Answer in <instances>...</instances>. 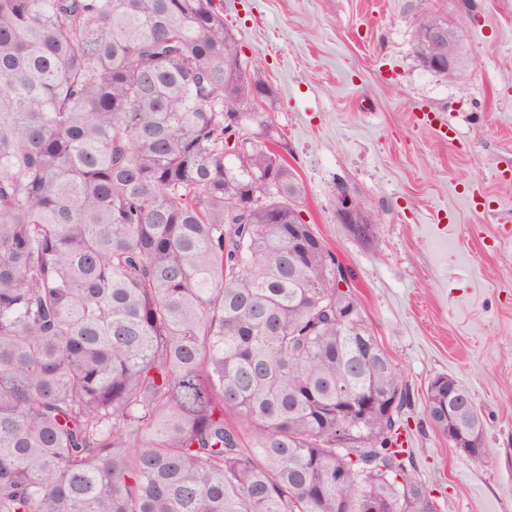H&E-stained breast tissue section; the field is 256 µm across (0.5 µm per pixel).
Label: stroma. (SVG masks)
<instances>
[{
  "instance_id": "stroma-1",
  "label": "stroma",
  "mask_w": 512,
  "mask_h": 512,
  "mask_svg": "<svg viewBox=\"0 0 512 512\" xmlns=\"http://www.w3.org/2000/svg\"><path fill=\"white\" fill-rule=\"evenodd\" d=\"M248 80L273 96L271 146L303 185L306 222L351 273V291L414 396L416 471L441 512H512V0H222ZM464 31L465 74L424 68L421 13ZM441 113L447 145L412 113ZM349 191L379 234L354 240ZM454 377L486 419L483 460L424 417L436 376ZM337 212L341 222L347 224L352 236L359 241H369L379 231V224L375 215L370 210L359 209L360 219L363 224H357V203L355 198L348 192L342 191L339 193L337 197Z\"/></svg>"
}]
</instances>
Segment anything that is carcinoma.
I'll return each instance as SVG.
<instances>
[{
    "mask_svg": "<svg viewBox=\"0 0 512 512\" xmlns=\"http://www.w3.org/2000/svg\"><path fill=\"white\" fill-rule=\"evenodd\" d=\"M434 28L464 32L418 18L446 77ZM245 68L215 0H0V512H440Z\"/></svg>",
    "mask_w": 512,
    "mask_h": 512,
    "instance_id": "obj_1",
    "label": "carcinoma"
}]
</instances>
